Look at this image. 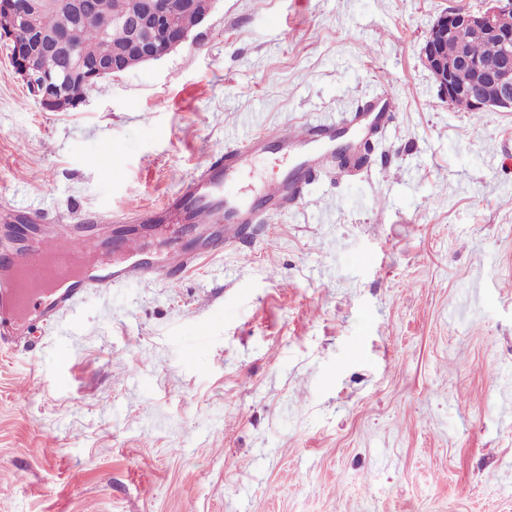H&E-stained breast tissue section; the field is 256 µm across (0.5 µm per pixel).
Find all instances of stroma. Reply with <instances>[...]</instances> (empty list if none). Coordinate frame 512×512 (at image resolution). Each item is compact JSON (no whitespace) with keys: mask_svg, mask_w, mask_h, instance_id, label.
<instances>
[{"mask_svg":"<svg viewBox=\"0 0 512 512\" xmlns=\"http://www.w3.org/2000/svg\"><path fill=\"white\" fill-rule=\"evenodd\" d=\"M488 6L215 0L68 112L0 41V204L49 222L162 209L257 132L397 102L361 170L177 286L93 292L0 352V512H512V112L448 104L420 58ZM296 159L266 150L240 196Z\"/></svg>","mask_w":512,"mask_h":512,"instance_id":"stroma-1","label":"stroma"}]
</instances>
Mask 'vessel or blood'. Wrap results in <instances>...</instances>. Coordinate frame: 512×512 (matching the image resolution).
Returning a JSON list of instances; mask_svg holds the SVG:
<instances>
[{"label": "vessel or blood", "instance_id": "1", "mask_svg": "<svg viewBox=\"0 0 512 512\" xmlns=\"http://www.w3.org/2000/svg\"><path fill=\"white\" fill-rule=\"evenodd\" d=\"M395 110L396 101L389 92L374 94L361 105L376 132L391 121ZM271 140L286 151L309 145L316 148L281 180L261 190L263 207L282 211L300 196L303 179L333 162L330 145L336 140L335 121L260 132L243 146L225 152L183 191L169 196L162 212L145 210L132 217V231L116 244L98 233L90 220L77 233L71 223L47 224L40 213L26 215V223L41 226V234L25 246L0 248V350L29 342L34 327L54 322L91 291L153 278L178 284L202 260L234 242L256 222L260 209L240 200L231 186L239 170ZM171 217L192 225L194 235L169 240L159 257L147 258L158 225ZM116 250L121 260H113Z\"/></svg>", "mask_w": 512, "mask_h": 512}]
</instances>
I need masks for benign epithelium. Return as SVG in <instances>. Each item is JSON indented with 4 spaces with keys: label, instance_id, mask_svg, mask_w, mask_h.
I'll use <instances>...</instances> for the list:
<instances>
[{
    "label": "benign epithelium",
    "instance_id": "7a95c632",
    "mask_svg": "<svg viewBox=\"0 0 512 512\" xmlns=\"http://www.w3.org/2000/svg\"><path fill=\"white\" fill-rule=\"evenodd\" d=\"M487 10H451L440 14L420 51L439 92L448 101L468 99L472 110L512 112V0H492ZM193 0H132L130 8L96 22L105 33L114 24L130 33L128 54L146 63L161 58L187 41V30L179 24L182 14H191ZM67 9L79 22L87 16L81 0H0V35L14 44L13 67L42 107L62 112L69 107V87L78 76L105 79L125 72L119 58L88 61L78 56L64 35L40 22L54 10ZM466 28L473 39L497 43L495 56L478 61L468 47L448 54V40ZM68 60V68L57 69V60Z\"/></svg>",
    "mask_w": 512,
    "mask_h": 512
}]
</instances>
